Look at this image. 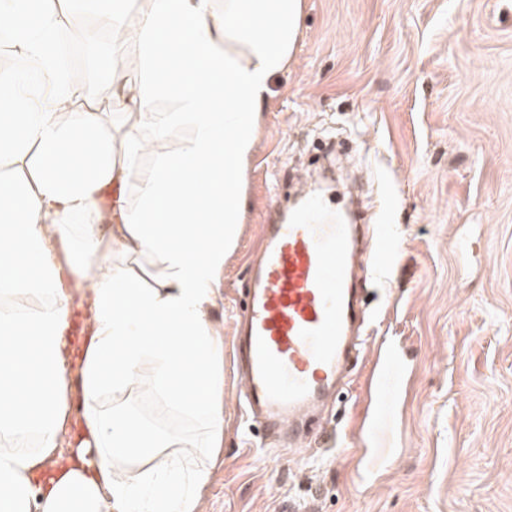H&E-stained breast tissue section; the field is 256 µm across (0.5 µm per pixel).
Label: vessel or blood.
I'll list each match as a JSON object with an SVG mask.
<instances>
[{"label": "vessel or blood", "instance_id": "1", "mask_svg": "<svg viewBox=\"0 0 512 512\" xmlns=\"http://www.w3.org/2000/svg\"><path fill=\"white\" fill-rule=\"evenodd\" d=\"M261 231L233 345L246 412L293 443L357 346V227L314 203L277 212ZM404 376L400 355H390L375 386L379 409L395 400Z\"/></svg>", "mask_w": 512, "mask_h": 512}]
</instances>
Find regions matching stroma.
<instances>
[{
    "mask_svg": "<svg viewBox=\"0 0 512 512\" xmlns=\"http://www.w3.org/2000/svg\"><path fill=\"white\" fill-rule=\"evenodd\" d=\"M303 13L208 310L224 338V445L200 510L512 512V0H304ZM318 138L373 176L353 219L389 225L391 252L339 398L283 448L241 407L234 320L260 226ZM390 342L408 370L368 447ZM123 399L154 431L191 429L154 391Z\"/></svg>",
    "mask_w": 512,
    "mask_h": 512,
    "instance_id": "obj_1",
    "label": "stroma"
}]
</instances>
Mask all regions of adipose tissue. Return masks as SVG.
<instances>
[{
  "instance_id": "ef3b65f1",
  "label": "adipose tissue",
  "mask_w": 512,
  "mask_h": 512,
  "mask_svg": "<svg viewBox=\"0 0 512 512\" xmlns=\"http://www.w3.org/2000/svg\"><path fill=\"white\" fill-rule=\"evenodd\" d=\"M111 28L94 82L51 63L59 11L0 0L19 61L0 72V512H198L224 442V339L207 319L244 203L270 82L296 48L302 0H67ZM142 69L131 81L129 68ZM107 100L122 123L82 111ZM175 110L164 111L160 100ZM187 129L153 171L138 161ZM80 242L85 262L71 245ZM159 270L157 286L116 261ZM87 300L80 380L70 389V306ZM202 428L148 431L110 393L131 380ZM76 448L50 475L71 411ZM154 461L143 470L142 459Z\"/></svg>"
}]
</instances>
